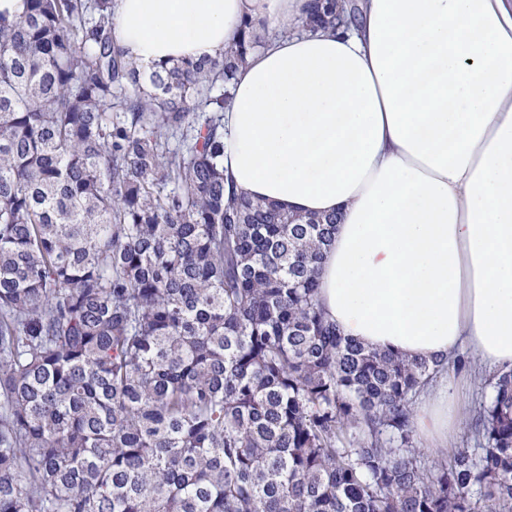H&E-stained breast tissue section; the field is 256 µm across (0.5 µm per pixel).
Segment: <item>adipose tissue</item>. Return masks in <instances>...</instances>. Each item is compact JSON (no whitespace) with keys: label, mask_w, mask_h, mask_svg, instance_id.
<instances>
[{"label":"adipose tissue","mask_w":512,"mask_h":512,"mask_svg":"<svg viewBox=\"0 0 512 512\" xmlns=\"http://www.w3.org/2000/svg\"><path fill=\"white\" fill-rule=\"evenodd\" d=\"M308 0H114L143 69L267 35L224 113L225 188L333 214L318 296L363 345L447 361L419 398L423 447L459 431L452 361L512 369V0H360L299 32ZM311 14L304 20V26L310 30L344 27L349 28L356 19L359 10L351 4L347 10L337 0H313Z\"/></svg>","instance_id":"ef3b65f1"}]
</instances>
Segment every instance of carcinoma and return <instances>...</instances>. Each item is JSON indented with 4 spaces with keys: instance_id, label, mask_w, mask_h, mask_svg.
I'll return each instance as SVG.
<instances>
[{
    "instance_id": "obj_1",
    "label": "carcinoma",
    "mask_w": 512,
    "mask_h": 512,
    "mask_svg": "<svg viewBox=\"0 0 512 512\" xmlns=\"http://www.w3.org/2000/svg\"><path fill=\"white\" fill-rule=\"evenodd\" d=\"M112 2L0 13V512H512V370L475 446L429 459L443 364L318 303L336 217L226 195L251 23L147 74ZM357 14L313 0L304 26Z\"/></svg>"
}]
</instances>
